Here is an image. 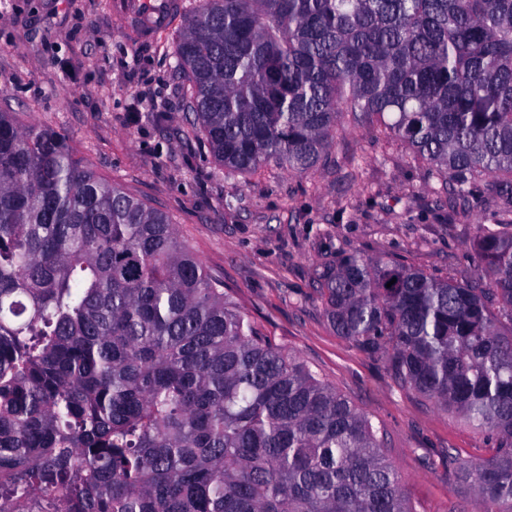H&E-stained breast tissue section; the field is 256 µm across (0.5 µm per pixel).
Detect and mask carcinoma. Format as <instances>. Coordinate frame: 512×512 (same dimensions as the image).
<instances>
[{
    "instance_id": "obj_1",
    "label": "carcinoma",
    "mask_w": 512,
    "mask_h": 512,
    "mask_svg": "<svg viewBox=\"0 0 512 512\" xmlns=\"http://www.w3.org/2000/svg\"><path fill=\"white\" fill-rule=\"evenodd\" d=\"M237 173L314 167L352 112L512 214V0H202L173 49ZM483 288L341 258L336 333L497 448L448 456L512 512V222ZM0 512H414L368 417L272 345L176 233L48 129L0 111Z\"/></svg>"
}]
</instances>
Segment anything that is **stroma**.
<instances>
[{
    "label": "stroma",
    "instance_id": "1",
    "mask_svg": "<svg viewBox=\"0 0 512 512\" xmlns=\"http://www.w3.org/2000/svg\"><path fill=\"white\" fill-rule=\"evenodd\" d=\"M107 2L0 0V109L61 132L86 165L168 213L254 325L367 414L414 512H485L446 458H489L495 435L397 388L383 360L336 335L316 284L352 254L484 284L473 245L477 225L500 219L493 179L468 213L453 212L447 185L349 113L304 173L224 169L186 110L173 56L181 22L142 41Z\"/></svg>",
    "mask_w": 512,
    "mask_h": 512
}]
</instances>
